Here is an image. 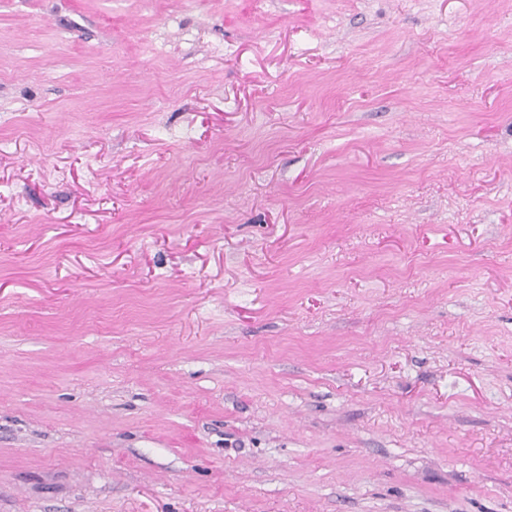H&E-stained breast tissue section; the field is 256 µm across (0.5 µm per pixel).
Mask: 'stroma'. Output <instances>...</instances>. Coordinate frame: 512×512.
I'll use <instances>...</instances> for the list:
<instances>
[{"label": "stroma", "mask_w": 512, "mask_h": 512, "mask_svg": "<svg viewBox=\"0 0 512 512\" xmlns=\"http://www.w3.org/2000/svg\"><path fill=\"white\" fill-rule=\"evenodd\" d=\"M0 512H512V0H0Z\"/></svg>", "instance_id": "obj_1"}]
</instances>
